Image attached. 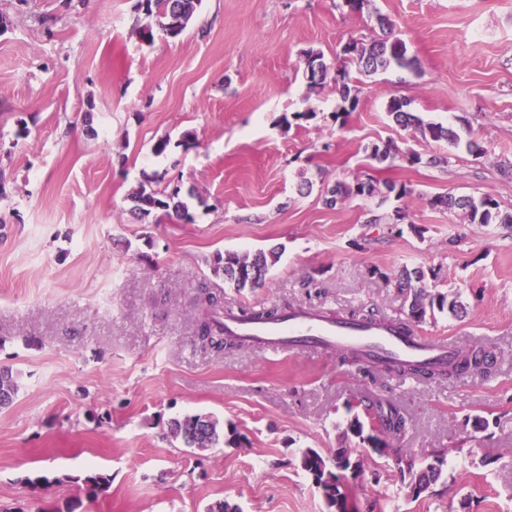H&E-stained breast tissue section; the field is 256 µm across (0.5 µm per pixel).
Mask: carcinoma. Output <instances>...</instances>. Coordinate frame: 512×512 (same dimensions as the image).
Segmentation results:
<instances>
[{"label": "carcinoma", "instance_id": "carcinoma-1", "mask_svg": "<svg viewBox=\"0 0 512 512\" xmlns=\"http://www.w3.org/2000/svg\"><path fill=\"white\" fill-rule=\"evenodd\" d=\"M201 0H140V6L148 16H156V27L167 37L176 38L187 28ZM377 22L383 35L370 42L351 41L344 44L338 57L341 66L336 69L333 78L336 95L339 100L334 118L344 120L359 105V88L352 84L349 67L366 77H372L391 67L408 69L412 59L406 53L399 51V47L406 43L394 34V24L384 16L377 17ZM307 85L310 90L324 86L329 73L324 53L320 50L308 49L303 52ZM408 102L393 97L387 104V112L395 124L403 128L412 127L419 131L422 138L435 143H445L457 148L461 145V136L451 126L441 123L426 122L421 117L407 110ZM412 195V191L404 184L392 180H379L373 176L357 179L352 183L336 181L332 187L326 188L323 196L324 205L334 208L336 205L350 197H375L387 199L391 196L402 201ZM131 202L130 212L139 220L144 221L156 214L160 217L177 218L179 220L191 219L189 204L179 189L170 193L159 194L153 190L140 186L128 197ZM434 206L443 208L450 213L459 211L463 219L471 224H512V212L501 211L499 204L489 198L475 199L471 196L456 197L450 193L436 195L430 199ZM280 260V252L276 248L259 250L254 253L226 252L216 254L213 272L223 275L224 282L237 291L246 288L255 290L263 287L266 275L271 267ZM449 309L453 314L458 313V305L452 301L446 302L441 293H431L423 287H417L411 297L408 317L417 322L426 320L427 314L435 311ZM372 367L400 377H441L453 378L465 373H482L487 369V361L480 359V352L460 355L448 364L438 368H428L418 364H404L395 360L377 357ZM18 387L11 372L0 369V409L10 406L16 395ZM365 414L368 423L355 420L349 426L350 431L369 443L381 440V436L401 435L406 427V421L399 409L392 403H384L378 399H366L364 402ZM169 434L174 439L181 440L186 448L206 450L216 448L220 444L234 445L238 443L239 436L235 429L225 434L224 427L219 421L206 415H186L174 418L168 424ZM318 459L322 467L318 470L316 488L322 496H329V491L336 488V471L329 466L318 451L309 448L300 458V467L308 470L311 461ZM443 459L438 456L429 460L409 459L406 468L400 470L401 479L408 480V488L414 486H430L441 476ZM86 496L95 500L110 484V476L104 473H93L83 478Z\"/></svg>", "mask_w": 512, "mask_h": 512}]
</instances>
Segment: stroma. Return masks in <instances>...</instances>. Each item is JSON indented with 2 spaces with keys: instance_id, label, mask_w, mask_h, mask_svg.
<instances>
[{
  "instance_id": "35a3bbf8",
  "label": "stroma",
  "mask_w": 512,
  "mask_h": 512,
  "mask_svg": "<svg viewBox=\"0 0 512 512\" xmlns=\"http://www.w3.org/2000/svg\"><path fill=\"white\" fill-rule=\"evenodd\" d=\"M380 14L414 66L363 79L338 123L334 85L308 91L303 52L335 62L346 42L380 36ZM147 22L138 0H0V367L18 384L0 410V506L204 512L226 499L328 512L299 458L347 448L359 512H512V228L429 203L450 192L512 211V0H201L179 38L142 42L132 31ZM393 97L484 155L401 129ZM308 109L314 119L285 124ZM387 140L396 156L371 159ZM369 174L411 189L403 223L393 200L324 205V186ZM145 182L180 189L191 219L139 221L127 197ZM273 246L262 288L236 291L212 271L216 253ZM401 265L465 307L416 331L485 347L489 376L404 379L331 350L199 339L205 317L242 308L406 319ZM364 397L408 419L385 453L349 429ZM187 414L245 441L191 452L167 426ZM435 451L440 478L410 496L402 467ZM97 472L111 482L89 501L80 479Z\"/></svg>"
}]
</instances>
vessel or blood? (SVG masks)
<instances>
[{
	"label": "vessel or blood",
	"instance_id": "1",
	"mask_svg": "<svg viewBox=\"0 0 512 512\" xmlns=\"http://www.w3.org/2000/svg\"><path fill=\"white\" fill-rule=\"evenodd\" d=\"M224 331L247 347L288 353L329 347L356 350L366 358L389 357L410 363L434 364L456 356L444 341L398 330L395 322L352 323L326 312L293 311L276 319L244 320L224 316Z\"/></svg>",
	"mask_w": 512,
	"mask_h": 512
}]
</instances>
